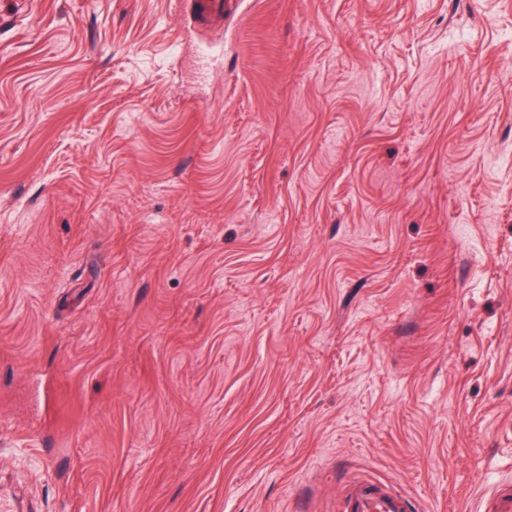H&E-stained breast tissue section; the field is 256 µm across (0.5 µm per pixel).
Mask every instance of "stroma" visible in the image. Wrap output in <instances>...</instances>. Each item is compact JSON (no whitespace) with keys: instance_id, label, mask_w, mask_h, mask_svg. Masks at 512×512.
Wrapping results in <instances>:
<instances>
[{"instance_id":"35a3bbf8","label":"stroma","mask_w":512,"mask_h":512,"mask_svg":"<svg viewBox=\"0 0 512 512\" xmlns=\"http://www.w3.org/2000/svg\"><path fill=\"white\" fill-rule=\"evenodd\" d=\"M0 0V496L418 512L512 486V0ZM343 512H408L411 509L400 490L381 488L370 481L352 484L343 497Z\"/></svg>"}]
</instances>
